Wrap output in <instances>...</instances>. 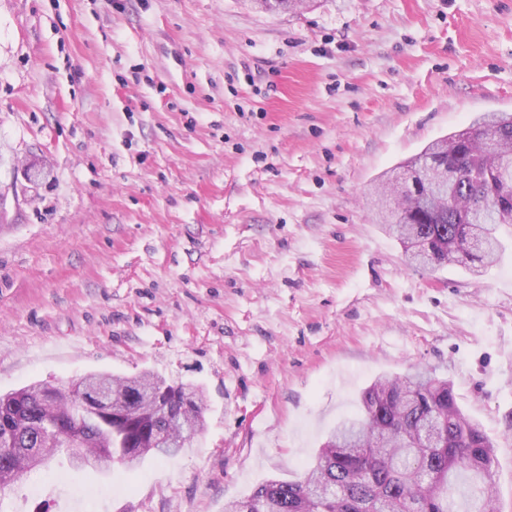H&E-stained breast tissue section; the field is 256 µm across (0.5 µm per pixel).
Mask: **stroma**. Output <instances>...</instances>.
Masks as SVG:
<instances>
[{
    "label": "stroma",
    "instance_id": "35a3bbf8",
    "mask_svg": "<svg viewBox=\"0 0 512 512\" xmlns=\"http://www.w3.org/2000/svg\"><path fill=\"white\" fill-rule=\"evenodd\" d=\"M512 113V0H0V392L149 371L206 396L181 452L55 461L9 512H224L296 476L377 377L424 368L512 512V235L410 265L372 189Z\"/></svg>",
    "mask_w": 512,
    "mask_h": 512
}]
</instances>
